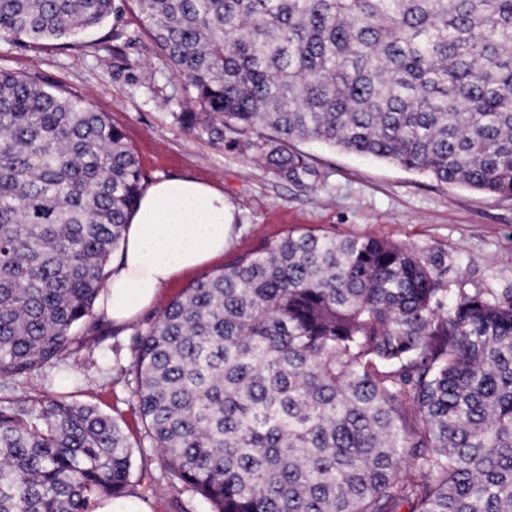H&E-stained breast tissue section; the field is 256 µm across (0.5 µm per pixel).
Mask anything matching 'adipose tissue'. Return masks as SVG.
<instances>
[{"label":"adipose tissue","instance_id":"1","mask_svg":"<svg viewBox=\"0 0 512 512\" xmlns=\"http://www.w3.org/2000/svg\"><path fill=\"white\" fill-rule=\"evenodd\" d=\"M223 191L170 175L150 184L128 220L123 250L112 265L103 305L121 325L150 307L178 276L224 255L231 234Z\"/></svg>","mask_w":512,"mask_h":512}]
</instances>
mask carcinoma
<instances>
[{
	"mask_svg": "<svg viewBox=\"0 0 512 512\" xmlns=\"http://www.w3.org/2000/svg\"><path fill=\"white\" fill-rule=\"evenodd\" d=\"M195 136L295 141L512 198V0H134ZM113 0H0V39L62 40ZM140 164L102 112L0 71V378L89 348ZM443 251L286 235L171 302L135 340L165 470L213 512H512V287L448 280ZM121 427L63 398L0 397V512L130 494Z\"/></svg>",
	"mask_w": 512,
	"mask_h": 512,
	"instance_id": "carcinoma-1",
	"label": "carcinoma"
}]
</instances>
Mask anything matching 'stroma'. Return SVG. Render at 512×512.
<instances>
[{
  "label": "stroma",
  "mask_w": 512,
  "mask_h": 512,
  "mask_svg": "<svg viewBox=\"0 0 512 512\" xmlns=\"http://www.w3.org/2000/svg\"><path fill=\"white\" fill-rule=\"evenodd\" d=\"M116 12L68 44L0 39V70L36 74L105 113L139 159L143 185L168 176L215 184L234 214L233 242L223 259L178 277L134 323L117 326L102 310L78 326L93 352L48 363L12 385L20 398L63 397L96 406L128 437L130 488L150 512H212L211 505L164 470L141 420L130 366L137 333L146 330L189 285L222 270L268 240L307 232L378 237L442 250L453 259L451 278L471 288L512 283V198L449 186L397 165L299 141L317 179H282L253 148L230 149L186 132L177 121L184 81L148 35L133 0H115Z\"/></svg>",
  "instance_id": "1"
}]
</instances>
